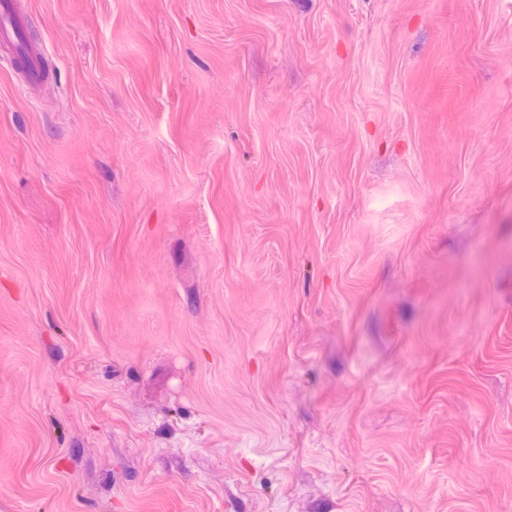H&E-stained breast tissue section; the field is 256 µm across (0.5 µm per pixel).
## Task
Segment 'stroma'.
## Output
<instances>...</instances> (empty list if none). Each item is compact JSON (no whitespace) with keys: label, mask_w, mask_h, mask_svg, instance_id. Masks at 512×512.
<instances>
[{"label":"stroma","mask_w":512,"mask_h":512,"mask_svg":"<svg viewBox=\"0 0 512 512\" xmlns=\"http://www.w3.org/2000/svg\"><path fill=\"white\" fill-rule=\"evenodd\" d=\"M24 4L0 512H512V0Z\"/></svg>","instance_id":"stroma-1"}]
</instances>
